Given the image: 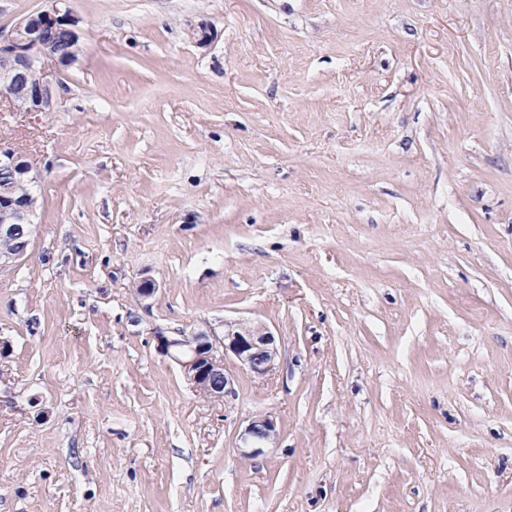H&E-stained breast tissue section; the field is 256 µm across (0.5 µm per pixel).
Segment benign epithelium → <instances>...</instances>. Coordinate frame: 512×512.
<instances>
[{"label": "benign epithelium", "mask_w": 512, "mask_h": 512, "mask_svg": "<svg viewBox=\"0 0 512 512\" xmlns=\"http://www.w3.org/2000/svg\"><path fill=\"white\" fill-rule=\"evenodd\" d=\"M64 27L71 51L67 57L40 49L47 33ZM79 50L77 20L58 7L20 20L11 31H0V82L8 91L3 98L18 95L25 99L24 112H48L54 105L53 82L45 72L46 61L75 59ZM37 179L34 165L15 148L0 144V238L15 242L10 264L26 255L32 236L34 198L16 197L14 189ZM156 349L180 365L186 379L197 391L211 398L234 393L233 379L225 367L230 358L248 372L264 376L274 368L277 355L275 336L262 324L247 321L224 323V337L217 340L206 332L192 336L155 335ZM277 436L269 416L251 418L241 433V454L257 458L271 447Z\"/></svg>", "instance_id": "benign-epithelium-1"}]
</instances>
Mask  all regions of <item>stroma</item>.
Returning <instances> with one entry per match:
<instances>
[{
    "instance_id": "obj_1",
    "label": "stroma",
    "mask_w": 512,
    "mask_h": 512,
    "mask_svg": "<svg viewBox=\"0 0 512 512\" xmlns=\"http://www.w3.org/2000/svg\"><path fill=\"white\" fill-rule=\"evenodd\" d=\"M63 2L54 110L0 109V512H512V0ZM237 319L229 397L156 350ZM0 256H10L9 267L23 259L26 255L32 236L34 198L30 196L15 197L14 189L18 185L16 195L30 193V183L37 179L34 165L28 158L14 147L0 144ZM21 184H29L23 186ZM277 436L276 424L270 416L251 418L241 433V454L246 458L262 456Z\"/></svg>"
}]
</instances>
